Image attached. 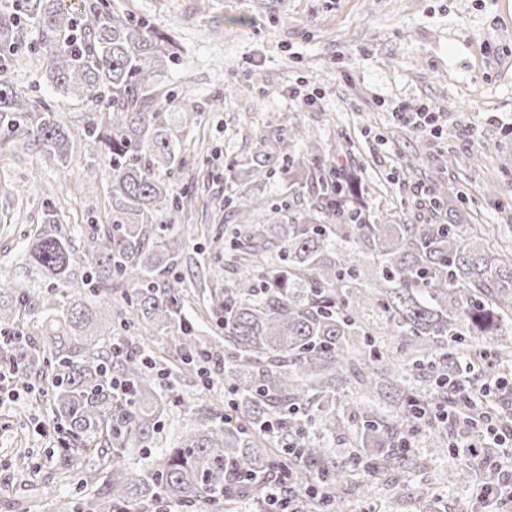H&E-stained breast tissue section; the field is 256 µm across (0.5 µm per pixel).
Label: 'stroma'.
Returning <instances> with one entry per match:
<instances>
[{"label":"stroma","mask_w":512,"mask_h":512,"mask_svg":"<svg viewBox=\"0 0 512 512\" xmlns=\"http://www.w3.org/2000/svg\"><path fill=\"white\" fill-rule=\"evenodd\" d=\"M121 2L178 44L168 71L178 90L172 121L181 127L185 159L176 178L196 194L191 215L175 216V223L205 228L214 217L228 219L218 205L241 189L274 203L288 200L295 210L313 202L306 181L291 187L278 175L261 182L234 176L285 136L279 119L290 111L338 167L360 174L376 211L425 222L428 212L412 189L438 176L449 194L469 195L455 213L459 223L490 225L495 243H512V183L502 182L500 172L512 167V0H284L274 13L259 0H207L204 13L197 0ZM9 74L23 93L54 98L64 123L97 110L58 95L37 58L13 64ZM309 94L315 104L302 108ZM398 101L427 103L437 116L432 132L421 135L396 121L390 107ZM186 112L198 113L197 122L183 125ZM89 179L82 159L61 170L44 165L36 149L1 140L0 263L16 265L46 202L71 224L107 223L104 185L73 190ZM22 183L26 200L6 195V187ZM181 247L186 314L198 334L209 336L216 327L211 308L224 296V265L215 259L224 244L204 232ZM163 396L167 407L154 435L159 449L172 446L187 416L224 414L230 398L223 374L206 389L188 369ZM467 437L460 428L416 436L400 467L359 473L369 492L346 499L343 512H512V499L489 506L480 496L490 461L507 467L512 458L496 448L452 454L451 446ZM62 446L33 393L19 389L0 402V512H57L77 499L91 504L92 492L64 468ZM453 465L469 468L468 482L449 484Z\"/></svg>","instance_id":"stroma-1"}]
</instances>
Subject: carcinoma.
<instances>
[{
  "label": "carcinoma",
  "instance_id": "1",
  "mask_svg": "<svg viewBox=\"0 0 512 512\" xmlns=\"http://www.w3.org/2000/svg\"><path fill=\"white\" fill-rule=\"evenodd\" d=\"M4 0L0 52L23 44L66 96L101 104L78 125L59 121L49 101L30 99L0 66V132L15 147L34 146L49 162L81 156L106 179L110 222L70 227L44 207L22 250L34 283H17L0 266V361L12 383L39 385L64 432V463L94 455L109 479L105 512H135L142 503L193 509L224 503V512L260 503L271 480L303 488L321 476L311 512H339L366 492L347 466L329 461L330 441L358 425L355 454L366 469L401 463L406 442L426 427L448 385H466L476 368L496 377L512 361V249L490 244V228L446 221L448 192H430L429 219L404 224L376 212L355 173L309 140L305 127L258 154L248 176L311 173L319 200L297 215L287 201L257 205L241 192L228 199L239 224L224 226V282L218 319L224 345L186 328L178 239L194 224H169L183 209L175 170L178 129L163 89L175 41L123 8L119 0ZM305 157L294 156L296 146ZM262 208L267 222H253ZM164 336L199 377L224 367L236 395L232 413L182 432L150 468L125 472L135 449H150L164 404L149 340ZM393 336L399 350L376 345ZM496 346L489 353L483 344ZM430 367L419 391L410 374ZM119 379L127 387L112 389ZM359 399H341L348 384ZM272 437L281 455L262 445Z\"/></svg>",
  "mask_w": 512,
  "mask_h": 512
}]
</instances>
